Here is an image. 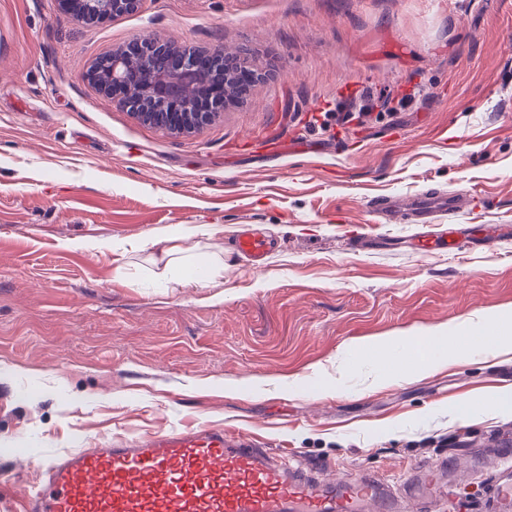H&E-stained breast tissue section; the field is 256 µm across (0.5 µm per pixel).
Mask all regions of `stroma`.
I'll return each mask as SVG.
<instances>
[{"mask_svg": "<svg viewBox=\"0 0 512 512\" xmlns=\"http://www.w3.org/2000/svg\"><path fill=\"white\" fill-rule=\"evenodd\" d=\"M512 0H141L85 24L62 0H0V474L27 493L49 455L200 425L262 429L278 459L395 492L455 457L478 496L512 427V350L462 347L395 375L413 339L512 313V233L420 253L381 195L470 198L459 224L512 225ZM153 34L247 51L264 79L185 134L85 78ZM367 99L363 123L337 113ZM223 257L215 285L159 272ZM255 224L260 267L235 247ZM364 233L389 250L355 249ZM205 229L203 225L187 227L181 229L177 234L164 239L167 243L172 242L174 244L165 246L162 249V260L165 259L166 261L161 275H166L172 269L179 268L183 273V279L179 280L178 283L182 285L191 283L213 284L217 281V278L224 275L222 274L224 273L223 259L216 258L215 256L185 254V251L177 244V242L185 237L199 233L205 234ZM202 268L206 272L204 279L198 276V272Z\"/></svg>", "mask_w": 512, "mask_h": 512, "instance_id": "1", "label": "stroma"}]
</instances>
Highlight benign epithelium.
I'll return each mask as SVG.
<instances>
[{"mask_svg":"<svg viewBox=\"0 0 512 512\" xmlns=\"http://www.w3.org/2000/svg\"><path fill=\"white\" fill-rule=\"evenodd\" d=\"M141 0H68L71 13L94 9L102 19L121 16L138 7ZM169 49V45L154 36L146 35L129 43L125 51L140 57L141 68L151 70L152 56ZM106 98L127 108L138 116L149 108L170 114L178 129H194L224 111L229 100V89L224 82L211 78L203 53L195 50H180L174 57L172 67L165 73L153 77L147 88V98L134 94L132 77L115 62L112 70L100 76L93 68L86 75Z\"/></svg>","mask_w":512,"mask_h":512,"instance_id":"obj_1","label":"benign epithelium"}]
</instances>
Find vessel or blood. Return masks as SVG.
<instances>
[{"instance_id": "b4317fda", "label": "vessel or blood", "mask_w": 512, "mask_h": 512, "mask_svg": "<svg viewBox=\"0 0 512 512\" xmlns=\"http://www.w3.org/2000/svg\"><path fill=\"white\" fill-rule=\"evenodd\" d=\"M464 208L462 197L424 192L410 201L385 197L380 214L388 222L412 210L428 226L415 244L431 252L472 236V228L460 224L437 225L440 217ZM236 248L259 264L274 245L245 226ZM264 446L253 431L202 426L55 454L45 459L42 479L20 500L19 512H390L394 499L380 483L322 477L314 464L286 466ZM510 469L512 462L503 461L487 485L490 504L483 508L464 497L449 498L440 465L415 473L406 500L414 512H434L448 499L454 512H512Z\"/></svg>"}]
</instances>
